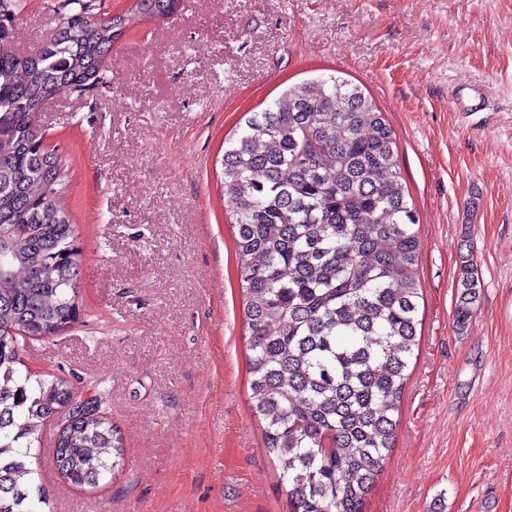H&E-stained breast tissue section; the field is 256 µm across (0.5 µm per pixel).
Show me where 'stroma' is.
I'll list each match as a JSON object with an SVG mask.
<instances>
[{
    "label": "stroma",
    "instance_id": "35a3bbf8",
    "mask_svg": "<svg viewBox=\"0 0 512 512\" xmlns=\"http://www.w3.org/2000/svg\"><path fill=\"white\" fill-rule=\"evenodd\" d=\"M28 0L23 52L59 27ZM110 88L41 113L67 174L83 316L27 340L26 368L106 391L124 464L70 485L31 459L40 512H289L253 411L224 140L289 86L334 75L392 127L423 289L393 445L364 512H512V0H184L117 42ZM481 284L453 326L459 252Z\"/></svg>",
    "mask_w": 512,
    "mask_h": 512
}]
</instances>
